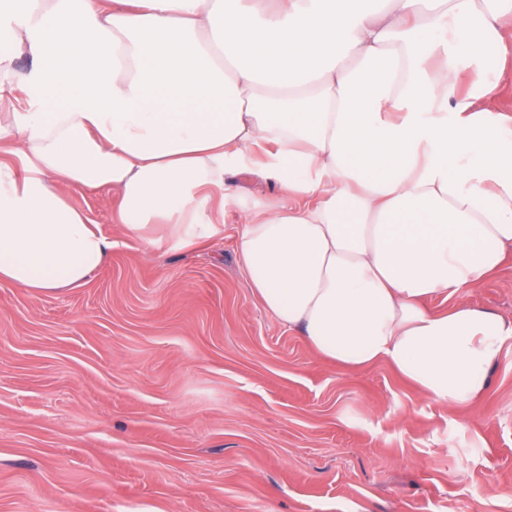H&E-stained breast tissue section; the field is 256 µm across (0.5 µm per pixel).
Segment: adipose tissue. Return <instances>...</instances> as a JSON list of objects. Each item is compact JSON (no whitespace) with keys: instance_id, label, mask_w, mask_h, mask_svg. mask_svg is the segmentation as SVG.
Wrapping results in <instances>:
<instances>
[{"instance_id":"obj_1","label":"adipose tissue","mask_w":512,"mask_h":512,"mask_svg":"<svg viewBox=\"0 0 512 512\" xmlns=\"http://www.w3.org/2000/svg\"><path fill=\"white\" fill-rule=\"evenodd\" d=\"M363 2L23 0L0 146L28 168L0 160V282L52 291L106 264L65 187L115 189L149 248L208 243L229 199L254 294L323 361L481 396L512 320L459 293L512 252V116L486 107L512 0ZM263 145L273 203L234 186Z\"/></svg>"}]
</instances>
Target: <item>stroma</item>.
<instances>
[{"instance_id":"35a3bbf8","label":"stroma","mask_w":512,"mask_h":512,"mask_svg":"<svg viewBox=\"0 0 512 512\" xmlns=\"http://www.w3.org/2000/svg\"><path fill=\"white\" fill-rule=\"evenodd\" d=\"M66 193L112 253L76 288L0 283V512H512V340L438 403L265 311L233 202L206 246L148 250L115 190ZM465 297L512 319V258Z\"/></svg>"}]
</instances>
